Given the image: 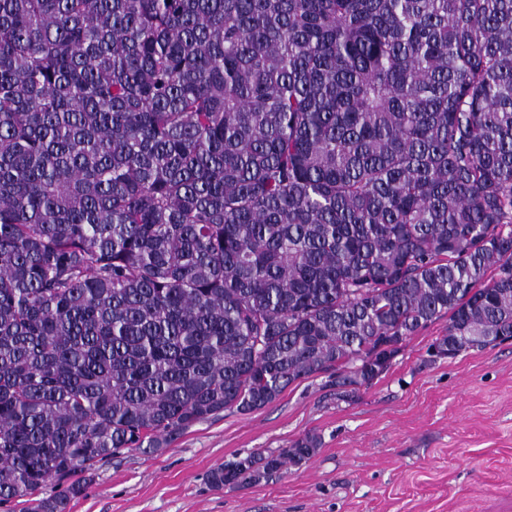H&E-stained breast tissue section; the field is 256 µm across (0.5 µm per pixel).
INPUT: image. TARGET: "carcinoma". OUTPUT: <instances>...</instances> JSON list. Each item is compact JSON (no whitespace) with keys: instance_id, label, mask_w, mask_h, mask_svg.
Here are the masks:
<instances>
[{"instance_id":"1","label":"carcinoma","mask_w":512,"mask_h":512,"mask_svg":"<svg viewBox=\"0 0 512 512\" xmlns=\"http://www.w3.org/2000/svg\"><path fill=\"white\" fill-rule=\"evenodd\" d=\"M443 319L512 338V0H0L1 508Z\"/></svg>"}]
</instances>
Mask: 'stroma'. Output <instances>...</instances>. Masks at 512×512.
<instances>
[{"label":"stroma","instance_id":"1","mask_svg":"<svg viewBox=\"0 0 512 512\" xmlns=\"http://www.w3.org/2000/svg\"><path fill=\"white\" fill-rule=\"evenodd\" d=\"M435 323L389 369L337 396L328 374L247 414L197 423L161 452L104 464L69 512H512V340L435 358ZM316 436V455L245 487L207 476Z\"/></svg>","mask_w":512,"mask_h":512}]
</instances>
